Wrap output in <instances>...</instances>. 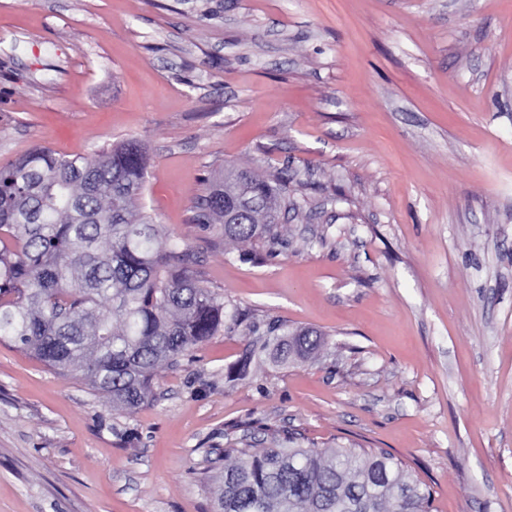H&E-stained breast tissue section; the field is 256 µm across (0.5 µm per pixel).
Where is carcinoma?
I'll list each match as a JSON object with an SVG mask.
<instances>
[{"instance_id":"1","label":"carcinoma","mask_w":512,"mask_h":512,"mask_svg":"<svg viewBox=\"0 0 512 512\" xmlns=\"http://www.w3.org/2000/svg\"><path fill=\"white\" fill-rule=\"evenodd\" d=\"M145 174L136 142L72 159L36 146L0 164V342L81 373L121 412L152 399L158 365L237 320L192 254L137 212ZM244 190L231 173L213 178L203 225L226 240L274 246L281 188L255 174L251 220L224 223V194ZM323 344L301 329L253 343L244 364L267 354L304 360ZM230 457L213 512H429L430 491L386 452L304 446L288 432L270 447L211 448L206 461Z\"/></svg>"}]
</instances>
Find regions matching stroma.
<instances>
[{
  "mask_svg": "<svg viewBox=\"0 0 512 512\" xmlns=\"http://www.w3.org/2000/svg\"><path fill=\"white\" fill-rule=\"evenodd\" d=\"M128 140L243 321L126 414L0 343V512H211L206 449L284 431L512 512V0H0V163ZM227 168L287 178L274 251L201 225ZM271 326L325 344L235 379Z\"/></svg>",
  "mask_w": 512,
  "mask_h": 512,
  "instance_id": "35a3bbf8",
  "label": "stroma"
}]
</instances>
